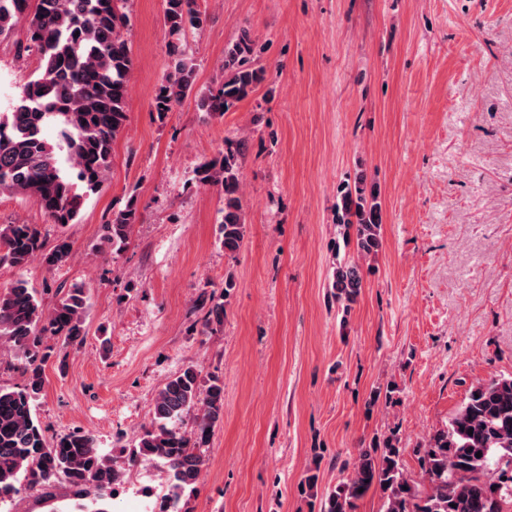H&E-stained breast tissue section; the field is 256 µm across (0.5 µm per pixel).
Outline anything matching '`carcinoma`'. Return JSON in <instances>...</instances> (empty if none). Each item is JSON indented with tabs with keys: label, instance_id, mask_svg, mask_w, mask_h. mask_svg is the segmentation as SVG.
Wrapping results in <instances>:
<instances>
[{
	"label": "carcinoma",
	"instance_id": "1",
	"mask_svg": "<svg viewBox=\"0 0 512 512\" xmlns=\"http://www.w3.org/2000/svg\"><path fill=\"white\" fill-rule=\"evenodd\" d=\"M127 0H0V38L26 27L27 49L39 56L36 73L21 87L9 111L0 112V192L33 200L55 224L76 222L84 196L105 182L112 145L127 121L126 103L133 62ZM205 16L197 0H165V26L172 38L198 28ZM173 64L154 89L158 116L193 88L194 64L180 45L169 42ZM254 43L248 33L228 49L229 78L201 98V108L222 115L246 98L261 80L251 65ZM55 132V139L47 136ZM245 140L225 143L224 151L195 170L196 181L214 187L223 199L220 222L224 252L234 255L245 236L239 197V160ZM141 217L138 197L128 196L105 224L103 239L124 247ZM336 220L353 245L354 259L336 263L333 287L343 311L361 294L358 261L382 248L381 207L375 193L360 185L340 191ZM61 236L52 246L35 224H0V264L19 270L41 256L47 269L71 257ZM236 283L224 291L202 292L195 305L203 330L224 323V306ZM87 290L66 289L47 308L36 289L18 278L0 289V348L14 354L13 368L24 378L0 388V505L29 488L47 490L63 480L76 500L72 512H110L108 500L125 484V474L140 462L156 461L167 472L165 512H182V496L195 489L204 459L195 452L207 442L224 415V381L205 379L194 365L168 378L154 399V425L118 460L99 448L95 437L74 430L48 440L35 416L44 385L48 341L79 346L87 336ZM192 418L191 428L185 419ZM402 438L392 429L359 450L347 477L320 501L318 512H356L358 502L377 492L379 512H512V376L473 384L463 403L414 449L420 477L405 473ZM481 456H476V453Z\"/></svg>",
	"mask_w": 512,
	"mask_h": 512
}]
</instances>
